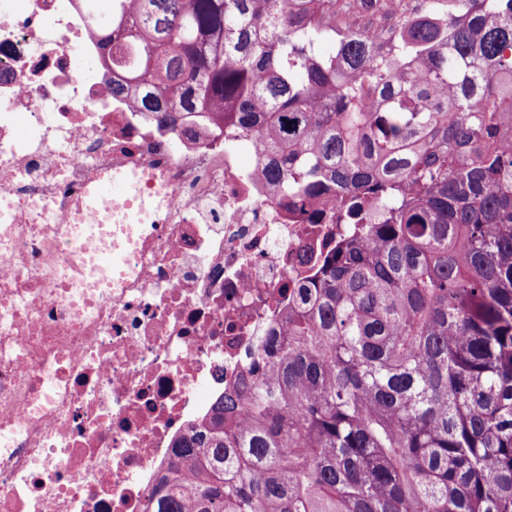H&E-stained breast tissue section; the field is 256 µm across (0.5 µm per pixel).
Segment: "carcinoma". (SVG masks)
<instances>
[{
    "mask_svg": "<svg viewBox=\"0 0 512 512\" xmlns=\"http://www.w3.org/2000/svg\"><path fill=\"white\" fill-rule=\"evenodd\" d=\"M109 12L113 95L253 130L288 207L345 231L153 512H512V0Z\"/></svg>",
    "mask_w": 512,
    "mask_h": 512,
    "instance_id": "carcinoma-1",
    "label": "carcinoma"
}]
</instances>
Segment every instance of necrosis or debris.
Listing matches in <instances>:
<instances>
[{
  "mask_svg": "<svg viewBox=\"0 0 512 512\" xmlns=\"http://www.w3.org/2000/svg\"><path fill=\"white\" fill-rule=\"evenodd\" d=\"M103 0H0V512H148L173 443L242 378L339 228L258 176L256 135L159 127L95 60ZM250 162H243V155ZM129 176L155 221L85 200ZM129 262L89 276L94 253ZM207 398H200L199 388Z\"/></svg>",
  "mask_w": 512,
  "mask_h": 512,
  "instance_id": "4bbe7bcc",
  "label": "necrosis or debris"
}]
</instances>
